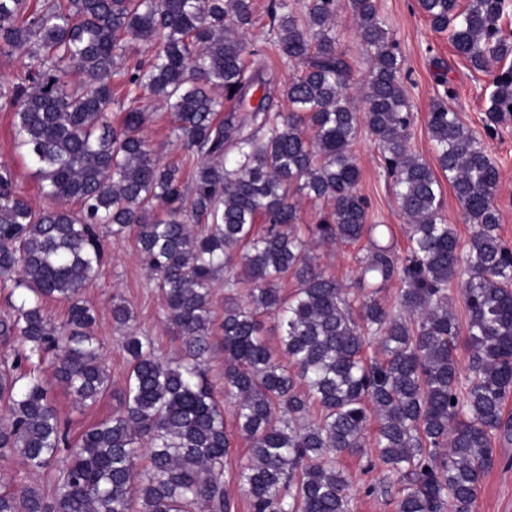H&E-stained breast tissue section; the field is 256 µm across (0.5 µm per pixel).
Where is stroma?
<instances>
[{
	"instance_id": "stroma-1",
	"label": "stroma",
	"mask_w": 512,
	"mask_h": 512,
	"mask_svg": "<svg viewBox=\"0 0 512 512\" xmlns=\"http://www.w3.org/2000/svg\"><path fill=\"white\" fill-rule=\"evenodd\" d=\"M268 0H254L255 24L246 33L247 50L244 62L247 68L263 66L287 80L293 73L271 50L266 7ZM379 13L398 42L404 57L402 82L407 92L412 124L409 128L410 150L428 163H435L433 143L428 131V116L434 101L445 97L447 87H454L456 95L448 99L461 121L482 139L489 155L497 163L501 181L496 205L500 211V234L512 246V116L490 123L486 109L491 91L490 83L500 70L512 67V56L491 66L490 70L474 69L456 54L447 34L435 32L422 14L417 0H377ZM338 49L351 66L348 92L355 99L357 109L365 104L359 91L370 75L369 51L346 10L336 16ZM446 98V97H445ZM157 117L148 125L145 134L160 148L166 162L190 170L192 162L185 150L171 134V122L163 105H156ZM13 116L0 112V164H9L19 189L34 205L43 200L36 178L16 153L13 141ZM353 154L361 169L358 190L370 202V221L383 225L381 244L391 246L397 257H405L408 250V231L398 202L391 188L374 138L362 133L353 146ZM322 267L348 288H355L360 272V258L370 249L369 239L355 244H313ZM85 298L97 311L96 334L103 345L102 353L110 368L113 388H121L127 373V360L120 348L122 332L112 323V301H128L137 316L140 331L150 336L161 358L174 357L177 343L174 333L163 320L162 298L149 280L138 253L130 239H110L107 260L96 279L89 283ZM52 398L69 421L72 434H79L93 421L111 414L118 403L105 398L93 410L77 408L63 389L54 388ZM375 455L372 438H365L362 454L344 456L339 466L351 478L352 512H396L400 485L386 479L383 468L368 469L367 462ZM496 463L483 480L477 494L476 512H512V444L495 446Z\"/></svg>"
}]
</instances>
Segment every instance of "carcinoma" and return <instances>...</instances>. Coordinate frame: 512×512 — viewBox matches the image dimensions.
Masks as SVG:
<instances>
[{"label": "carcinoma", "mask_w": 512, "mask_h": 512, "mask_svg": "<svg viewBox=\"0 0 512 512\" xmlns=\"http://www.w3.org/2000/svg\"><path fill=\"white\" fill-rule=\"evenodd\" d=\"M418 6L474 68L512 56L498 0ZM343 8L371 51L362 113L337 47ZM269 15L274 50L301 66L279 91L243 61L253 0H44L36 10L0 0V54L28 58L14 82L0 84V111L13 114L15 146L48 201L34 206L0 165V285L19 292L0 317V463L48 477L44 486H1L0 512H234L224 490L232 432L206 372L215 327L224 399L250 447L239 480L251 512H351L338 459L363 448L373 419L378 460L402 482L397 512H475L493 443L512 439V247L499 234V169L448 103L432 106L438 167L474 226L463 248L435 170L409 150L403 59L376 0H303L299 13L271 0ZM116 76L129 101L117 124ZM277 91L286 115L273 108ZM226 100L235 108L221 118ZM155 101L197 158L189 179L144 135ZM510 110L512 67L495 76L488 107ZM363 128L410 246L399 262L373 244L357 298L316 262L292 197L330 204L309 228L320 243L376 233L352 154ZM127 234L164 299L177 354L162 361L131 306L113 302L129 364L120 406L73 440L51 391L64 387L84 409L112 392L83 292L104 264L106 236ZM463 272L464 324L448 298ZM395 278L393 311L377 294ZM221 279L247 297L225 298L218 322ZM49 300L67 305L62 322L47 313ZM269 319L281 328L277 355ZM461 344L471 352L465 384Z\"/></svg>", "instance_id": "cac0c4a2"}]
</instances>
